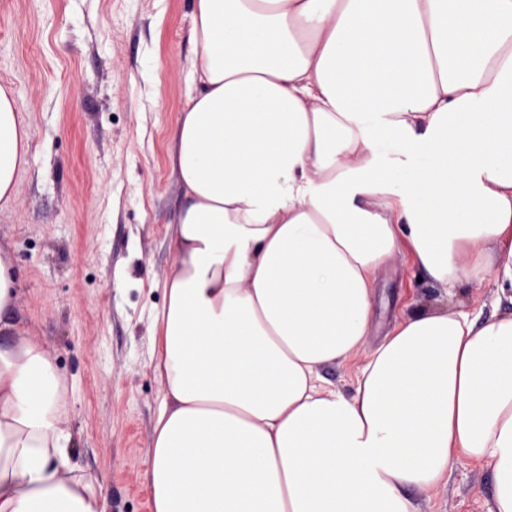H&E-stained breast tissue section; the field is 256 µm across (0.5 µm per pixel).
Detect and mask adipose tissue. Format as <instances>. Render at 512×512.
I'll return each instance as SVG.
<instances>
[{
  "mask_svg": "<svg viewBox=\"0 0 512 512\" xmlns=\"http://www.w3.org/2000/svg\"><path fill=\"white\" fill-rule=\"evenodd\" d=\"M192 36L153 512H417L407 488L463 458L512 512V313L418 310L354 395L321 375L400 247L446 292L478 268L512 290V0H195ZM29 150L0 85V201ZM67 395L40 346L0 347V512H106Z\"/></svg>",
  "mask_w": 512,
  "mask_h": 512,
  "instance_id": "ef3b65f1",
  "label": "adipose tissue"
}]
</instances>
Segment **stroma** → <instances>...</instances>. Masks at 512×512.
Instances as JSON below:
<instances>
[{
  "mask_svg": "<svg viewBox=\"0 0 512 512\" xmlns=\"http://www.w3.org/2000/svg\"><path fill=\"white\" fill-rule=\"evenodd\" d=\"M193 0H0V85L30 115L31 156L0 202V246L18 294L0 344L18 334L53 356L68 386L72 452L107 512H152L144 473L163 390L155 313L173 262L166 225L183 203L174 127L189 92ZM490 276L454 296L419 276L408 252L378 271L363 351L323 376L354 394L355 372L414 309L507 312ZM490 467L463 461L410 490L418 512H488Z\"/></svg>",
  "mask_w": 512,
  "mask_h": 512,
  "instance_id": "35a3bbf8",
  "label": "stroma"
}]
</instances>
